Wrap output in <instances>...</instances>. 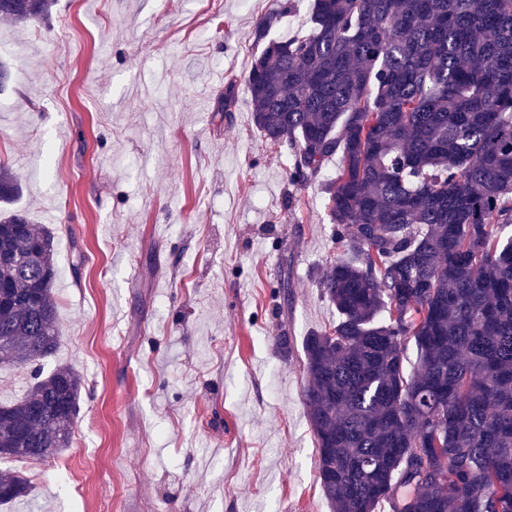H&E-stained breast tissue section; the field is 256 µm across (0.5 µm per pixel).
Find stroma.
I'll return each mask as SVG.
<instances>
[{
    "instance_id": "stroma-1",
    "label": "stroma",
    "mask_w": 512,
    "mask_h": 512,
    "mask_svg": "<svg viewBox=\"0 0 512 512\" xmlns=\"http://www.w3.org/2000/svg\"><path fill=\"white\" fill-rule=\"evenodd\" d=\"M277 2L0 19V164L58 269L44 369L84 378L70 448L0 512H331L303 340L336 321L319 280L340 254L323 193L339 161L290 185L254 124L245 78Z\"/></svg>"
}]
</instances>
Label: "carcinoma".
I'll return each instance as SVG.
<instances>
[{
  "label": "carcinoma",
  "instance_id": "cac0c4a2",
  "mask_svg": "<svg viewBox=\"0 0 512 512\" xmlns=\"http://www.w3.org/2000/svg\"><path fill=\"white\" fill-rule=\"evenodd\" d=\"M54 4L0 0V19ZM311 23L269 41L245 85L290 184L340 156L324 209L347 255L320 279L338 318L303 341L323 495L332 512H512V0H314ZM18 193L1 164L0 202ZM56 280L52 236L1 213V368L55 354ZM33 379L0 405V459L71 443L82 376ZM31 492L0 471V505Z\"/></svg>",
  "mask_w": 512,
  "mask_h": 512
}]
</instances>
